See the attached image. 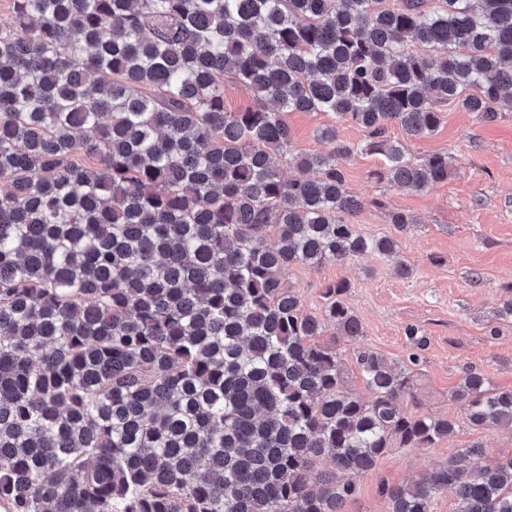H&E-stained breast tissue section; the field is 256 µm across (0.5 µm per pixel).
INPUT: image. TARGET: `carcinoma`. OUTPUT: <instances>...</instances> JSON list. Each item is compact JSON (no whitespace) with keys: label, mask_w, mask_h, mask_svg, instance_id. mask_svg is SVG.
<instances>
[{"label":"carcinoma","mask_w":512,"mask_h":512,"mask_svg":"<svg viewBox=\"0 0 512 512\" xmlns=\"http://www.w3.org/2000/svg\"><path fill=\"white\" fill-rule=\"evenodd\" d=\"M419 45L431 51L412 50ZM253 104L224 108V80ZM452 102L512 110V0H11L0 25V509L344 512L392 448L457 421L410 415L411 372L372 352L368 400L344 390L327 328L363 335L341 279L305 311L294 265L367 253L410 269L342 162L380 180L448 179L388 136L438 128ZM290 112L328 113L294 152ZM296 174L285 176L283 166ZM275 242L269 243V233ZM472 428L512 430V390L465 374ZM458 450L427 479L381 486L387 512H512V457ZM288 124L294 137L296 152L328 151L330 146L320 138V129L336 126L339 138L345 142L360 143L365 139V133L350 123H339L333 115L322 112H290Z\"/></svg>","instance_id":"1"}]
</instances>
